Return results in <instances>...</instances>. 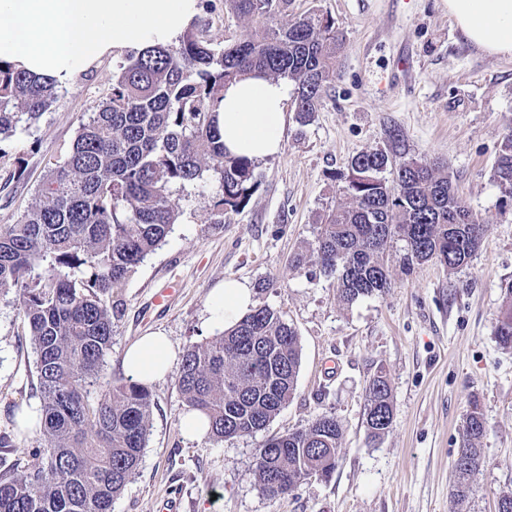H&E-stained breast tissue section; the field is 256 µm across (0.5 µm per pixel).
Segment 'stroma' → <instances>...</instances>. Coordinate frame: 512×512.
<instances>
[{
	"mask_svg": "<svg viewBox=\"0 0 512 512\" xmlns=\"http://www.w3.org/2000/svg\"><path fill=\"white\" fill-rule=\"evenodd\" d=\"M331 17L344 34L340 76L311 122L285 107L282 148L261 160L246 206L216 221L218 183L173 186L178 221L118 297L112 351L101 385L123 375L121 358L140 336L160 332L177 352L216 336L209 298L227 279L247 282L255 305L280 313L298 333L301 365L293 398L267 429L223 441L187 438L184 400L174 375L150 385L153 413L141 462L112 512H456L451 498L462 419L481 408L484 462L472 483L471 512H496L512 492V348L495 325L512 283V201L494 181L504 132L512 126V59L464 41L443 0H289L275 18ZM216 45L248 40L256 22L226 11L224 0L201 9ZM125 57L108 55L56 100L29 130L0 141V224L34 200L48 167L62 162L83 115L106 96ZM399 131L409 152L447 166L453 186L483 226L468 266L438 263L404 273L390 250L392 286L345 303L334 278L316 264L289 260L315 242L317 220L341 203L339 177L352 156L391 147ZM174 283L167 309L155 292ZM36 354L15 295L0 297V432L36 402ZM384 373L394 416L379 440L366 432V389ZM335 415L344 434L330 479L312 477L271 499L259 489L256 453L268 437Z\"/></svg>",
	"mask_w": 512,
	"mask_h": 512,
	"instance_id": "1",
	"label": "stroma"
}]
</instances>
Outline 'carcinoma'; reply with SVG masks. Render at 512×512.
<instances>
[{"label":"carcinoma","instance_id":"carcinoma-1","mask_svg":"<svg viewBox=\"0 0 512 512\" xmlns=\"http://www.w3.org/2000/svg\"><path fill=\"white\" fill-rule=\"evenodd\" d=\"M287 7L288 0H224V8L257 19L251 39L221 48L191 29L174 45L128 54L31 206L0 224V295L19 297L30 329L43 441L23 466L0 473V512H112L138 468L153 411L149 389L122 376L90 399L121 314L112 293L175 224L173 186L193 185L211 171L221 188L219 222L245 205L256 162L226 151L211 112L226 84L249 73L288 78L298 85L297 121L306 125L317 112L338 75L343 38L327 16L273 23ZM56 95L54 81L0 64V139L36 124ZM392 139L389 152L351 158L340 188L347 202L318 217L315 263L336 278L347 303L391 288L387 255L397 244L405 272L430 260L453 272L468 265L482 238L483 225L445 168L408 156L400 134ZM494 179L512 200V130L500 143ZM495 333L512 346V284ZM300 362L296 330L263 305L188 348L175 382L188 410L208 416L209 437L222 441L270 425L295 393ZM366 397L367 434L378 440L393 422L383 374ZM484 434L474 403L454 463L457 512H467ZM342 437L341 422L327 414L270 436L256 455L260 486L273 473L283 495L313 475L329 479Z\"/></svg>","mask_w":512,"mask_h":512}]
</instances>
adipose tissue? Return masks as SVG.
I'll use <instances>...</instances> for the list:
<instances>
[{
    "instance_id": "ef3b65f1",
    "label": "adipose tissue",
    "mask_w": 512,
    "mask_h": 512,
    "mask_svg": "<svg viewBox=\"0 0 512 512\" xmlns=\"http://www.w3.org/2000/svg\"><path fill=\"white\" fill-rule=\"evenodd\" d=\"M444 6L465 41L512 58V0ZM198 14V0H0V62L65 86L108 54L174 44ZM292 92L288 81L255 75L227 85L214 106L225 149L257 161L279 152ZM252 306L251 288L226 280L212 292L209 324L231 327ZM175 358L168 337L152 334L128 347L123 366L148 385L167 375Z\"/></svg>"
}]
</instances>
